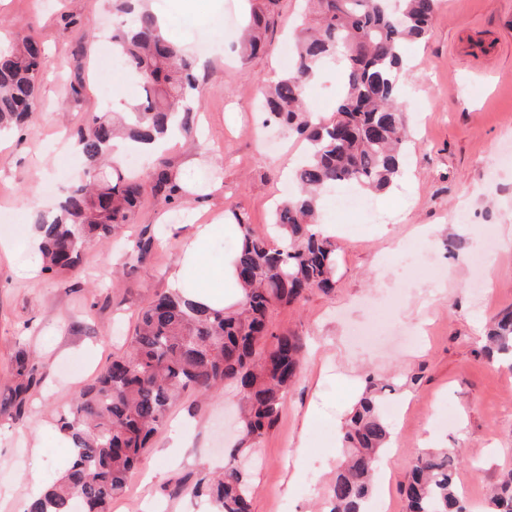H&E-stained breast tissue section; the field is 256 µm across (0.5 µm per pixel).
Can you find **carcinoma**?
<instances>
[{"label":"carcinoma","mask_w":512,"mask_h":512,"mask_svg":"<svg viewBox=\"0 0 512 512\" xmlns=\"http://www.w3.org/2000/svg\"><path fill=\"white\" fill-rule=\"evenodd\" d=\"M307 2L314 26L299 37L293 70L268 87L265 111L269 120L302 136L309 153L295 170L298 192L278 205L275 234L257 233L231 211L240 237L236 275L242 300L234 309H213L171 289L156 294L128 350L57 419L58 432L72 440L69 463L28 500L25 512H110L170 406L187 392L204 395L222 382L243 392V438L224 472L197 481L193 493L207 497L215 512H250L249 480L239 455L257 446L279 420L303 349L302 337L272 328L270 314L313 288H335L336 244L315 229L322 195L339 184L383 191L400 175L407 139L396 73L404 64V46L426 36L439 0H401L397 10L389 0ZM116 11L130 19L115 26L112 42L141 81L143 95L126 115L94 112L73 132L86 162L85 180L54 210L36 216L45 272L75 271L84 246L111 240L145 198L177 205L188 192L170 169L149 180L112 164L113 141L121 134L137 145L164 137L174 122L189 130L193 108L184 107L178 121L170 103L188 101L197 88L194 59L169 38L154 13L135 11L132 0H117ZM263 24V11H253L241 41L244 54L254 56L264 47ZM336 55L344 63L345 94L333 120L313 121L302 110L306 86L316 65ZM42 74L33 36L19 35L12 47L0 49V130L22 129ZM482 350L492 362L512 360V312L492 322ZM14 361V386L0 401V414L16 419L38 379L29 352L18 350ZM390 438L382 395L369 382L344 422L346 459L328 488L329 512H368ZM459 463L456 448L419 454L406 488L407 512H467L454 480ZM487 508L512 512V469L501 475Z\"/></svg>","instance_id":"carcinoma-1"}]
</instances>
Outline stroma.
<instances>
[{"label":"stroma","mask_w":512,"mask_h":512,"mask_svg":"<svg viewBox=\"0 0 512 512\" xmlns=\"http://www.w3.org/2000/svg\"><path fill=\"white\" fill-rule=\"evenodd\" d=\"M180 2L161 0L162 11L175 39L181 19L203 23L185 46L197 55L199 106L189 135L141 170L160 164L191 177L197 188L182 209L204 223L234 210L265 232L305 151L260 106L262 91L292 66L279 47L301 22L302 0H278L265 52L247 61L244 0H193L189 11ZM113 21L112 0H0V45L28 32L45 50L38 104L0 149V238L16 244L12 257L0 255V398L14 384L18 349L43 375L22 420L0 415V512H23L36 485L64 468L57 414L127 349L141 308L167 290L186 244V229L167 231L174 214L153 198L112 243L85 250L79 276L35 270L24 244L35 210L54 204L50 187L82 177L83 160L66 147L70 131L89 113L141 97L138 79L113 65ZM406 55L400 177L373 193L370 222L336 219L323 205V223L336 227V287L271 315L275 329L303 337L304 358L277 424L250 453L251 512H320L343 458L327 445L330 419L348 415L369 374L392 386L383 404L393 433L383 512H406L402 488L424 450H460L459 489L477 512L501 469L512 468V370L480 352L490 319L512 310V162L500 159L512 153V0H440L428 34ZM341 86L340 71L326 66L306 90L307 111L332 119ZM147 227L161 240L139 262L131 244ZM484 280L486 294L477 290ZM374 300L386 312L383 332L375 344L356 343L350 333L374 320ZM240 404V393L221 385L174 403L111 512H211L205 498L169 488L223 471Z\"/></svg>","instance_id":"1"}]
</instances>
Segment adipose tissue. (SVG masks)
Here are the masks:
<instances>
[{"label": "adipose tissue", "instance_id": "obj_1", "mask_svg": "<svg viewBox=\"0 0 512 512\" xmlns=\"http://www.w3.org/2000/svg\"><path fill=\"white\" fill-rule=\"evenodd\" d=\"M223 233L220 224L196 225L171 276L173 289L216 309L235 305L242 298L234 275L235 253L225 254L219 265L208 262L210 242Z\"/></svg>", "mask_w": 512, "mask_h": 512}]
</instances>
